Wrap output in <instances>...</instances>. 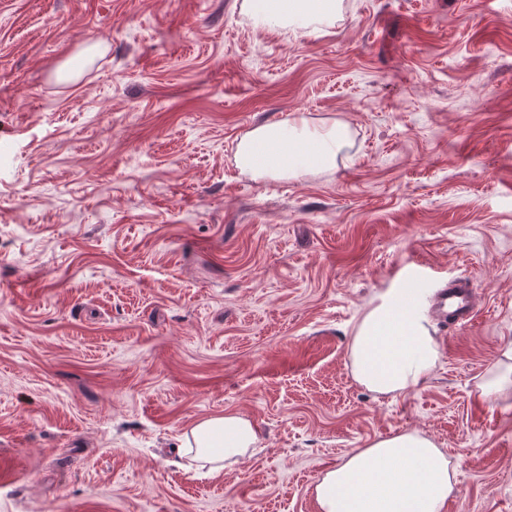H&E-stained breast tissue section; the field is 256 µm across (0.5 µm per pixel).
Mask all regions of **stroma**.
<instances>
[{
  "instance_id": "1",
  "label": "stroma",
  "mask_w": 512,
  "mask_h": 512,
  "mask_svg": "<svg viewBox=\"0 0 512 512\" xmlns=\"http://www.w3.org/2000/svg\"><path fill=\"white\" fill-rule=\"evenodd\" d=\"M241 2L0 0V512H319L403 430L457 463L444 512H512V406L477 389L512 348V0H346L288 38ZM300 112L350 126L336 168L241 173ZM455 279L476 315L427 380L356 384L380 294ZM224 414L257 444L191 476ZM186 454H190L187 471L216 475L237 462L257 441L251 423L235 414L203 419L184 436Z\"/></svg>"
}]
</instances>
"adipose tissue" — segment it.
Returning <instances> with one entry per match:
<instances>
[{
  "mask_svg": "<svg viewBox=\"0 0 512 512\" xmlns=\"http://www.w3.org/2000/svg\"><path fill=\"white\" fill-rule=\"evenodd\" d=\"M256 27L290 34L327 31L343 20L344 0H242ZM352 132L341 121L305 114L259 125L239 142L237 167L251 178L290 179L335 168ZM439 353L425 304L404 289H387L356 322L348 347L353 379L380 398L394 399L422 383ZM257 440L251 423L227 414L200 421L185 437L193 473L216 475ZM456 466L426 435L403 431L368 443L327 471L314 487L320 512H443L455 487Z\"/></svg>",
  "mask_w": 512,
  "mask_h": 512,
  "instance_id": "ef3b65f1",
  "label": "adipose tissue"
}]
</instances>
